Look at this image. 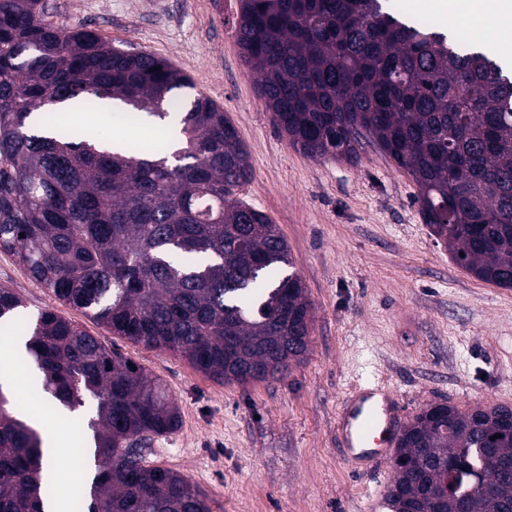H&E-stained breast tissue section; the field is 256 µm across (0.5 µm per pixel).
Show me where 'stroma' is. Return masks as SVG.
Returning a JSON list of instances; mask_svg holds the SVG:
<instances>
[{"label": "stroma", "mask_w": 512, "mask_h": 512, "mask_svg": "<svg viewBox=\"0 0 512 512\" xmlns=\"http://www.w3.org/2000/svg\"><path fill=\"white\" fill-rule=\"evenodd\" d=\"M58 19L82 21L113 47L170 61L196 93L220 104L249 157L241 197L288 243L291 272L313 307L309 352L282 380L218 383L179 355L114 336L57 300L0 251V284L78 324L160 380L179 428L144 448L211 512H384L391 464L356 471L339 430L356 388L385 386L404 419L436 401L512 406V288L477 279L431 235L411 177L372 141L356 163L313 159L291 146L258 98L234 36L237 0H48ZM59 440L57 473L75 493L95 472L74 415L47 416Z\"/></svg>", "instance_id": "obj_1"}]
</instances>
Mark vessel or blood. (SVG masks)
Instances as JSON below:
<instances>
[{"label":"vessel or blood","mask_w":512,"mask_h":512,"mask_svg":"<svg viewBox=\"0 0 512 512\" xmlns=\"http://www.w3.org/2000/svg\"><path fill=\"white\" fill-rule=\"evenodd\" d=\"M385 393V388L380 386L360 389L346 419L349 446L362 449L364 458L374 465L388 459L399 430L396 419L381 414L375 402L376 397Z\"/></svg>","instance_id":"obj_1"}]
</instances>
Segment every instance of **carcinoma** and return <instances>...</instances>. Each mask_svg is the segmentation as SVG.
I'll use <instances>...</instances> for the list:
<instances>
[{
    "label": "carcinoma",
    "mask_w": 512,
    "mask_h": 512,
    "mask_svg": "<svg viewBox=\"0 0 512 512\" xmlns=\"http://www.w3.org/2000/svg\"><path fill=\"white\" fill-rule=\"evenodd\" d=\"M238 2L236 42L288 141L354 163L369 135L416 184L452 260L512 288V75L497 58L397 18L385 0ZM187 87L168 60L119 54L84 24L52 19L46 0H0V250L115 336L215 381L280 380L309 349L311 303L283 272L277 225L237 196L251 169L224 109L194 98L174 165L168 145L114 151L50 113L118 99L136 127L167 120L164 101ZM22 303L0 285V322ZM29 330L43 402H95L99 471L77 507L210 512L183 476L138 451L180 425L164 386L50 309ZM41 459L37 431L0 393V512H44ZM392 468L387 512H512V408L431 403L401 428Z\"/></svg>",
    "instance_id": "cac0c4a2"
}]
</instances>
